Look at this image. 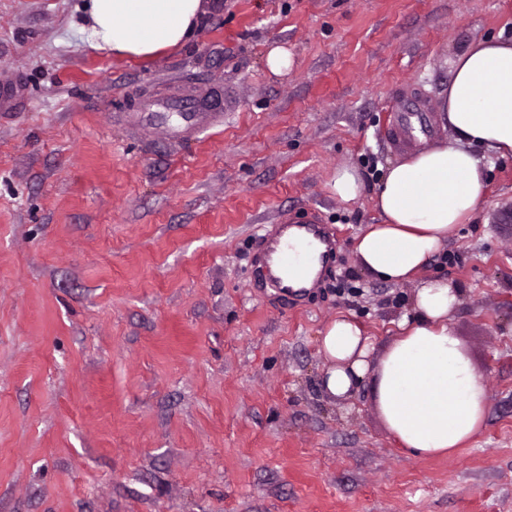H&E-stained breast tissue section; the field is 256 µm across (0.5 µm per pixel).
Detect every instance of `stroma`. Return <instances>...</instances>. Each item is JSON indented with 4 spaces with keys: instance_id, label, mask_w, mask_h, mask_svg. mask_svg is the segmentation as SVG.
<instances>
[{
    "instance_id": "stroma-1",
    "label": "stroma",
    "mask_w": 512,
    "mask_h": 512,
    "mask_svg": "<svg viewBox=\"0 0 512 512\" xmlns=\"http://www.w3.org/2000/svg\"><path fill=\"white\" fill-rule=\"evenodd\" d=\"M84 0H0V512H512V158L417 279L361 267L398 112L438 110L452 56L512 40V0H209L150 60L93 50ZM291 54L285 74L271 47ZM213 87L224 122L177 142L126 120ZM360 172L355 201L337 168ZM316 218L325 285L257 286L258 238ZM462 291L454 334L487 378L483 431L449 456L399 448L371 383L323 390L320 333L355 318L384 350L421 281ZM19 82H0V112H14L22 102ZM330 192L342 201L357 199L363 188V181L356 169L340 168L329 184Z\"/></svg>"
}]
</instances>
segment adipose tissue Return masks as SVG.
Wrapping results in <instances>:
<instances>
[{"instance_id":"ef3b65f1","label":"adipose tissue","mask_w":512,"mask_h":512,"mask_svg":"<svg viewBox=\"0 0 512 512\" xmlns=\"http://www.w3.org/2000/svg\"><path fill=\"white\" fill-rule=\"evenodd\" d=\"M204 10L202 0H87L80 31L99 52L149 59L188 43ZM453 78L438 109L455 134L391 163L375 192L378 223L358 237L355 250L374 278L411 280L470 221L486 182L473 146L512 156V42H471L452 62ZM461 290L444 279L423 282L412 317L379 360L352 318L339 316L321 332L323 388L349 395L364 380L374 385L376 408L402 448L424 457L447 455L477 436L487 417V380L453 335L449 316Z\"/></svg>"}]
</instances>
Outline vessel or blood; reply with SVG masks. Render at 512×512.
Returning a JSON list of instances; mask_svg holds the SVG:
<instances>
[{"label":"vessel or blood","instance_id":"vessel-or-blood-1","mask_svg":"<svg viewBox=\"0 0 512 512\" xmlns=\"http://www.w3.org/2000/svg\"><path fill=\"white\" fill-rule=\"evenodd\" d=\"M19 82H0V112L21 104ZM223 120L222 100L216 94L175 95L143 102L136 122L177 138L187 132L213 127ZM336 254V239L326 225L314 220L285 221L261 238L253 256L264 280L280 294L299 300L321 288Z\"/></svg>","mask_w":512,"mask_h":512}]
</instances>
